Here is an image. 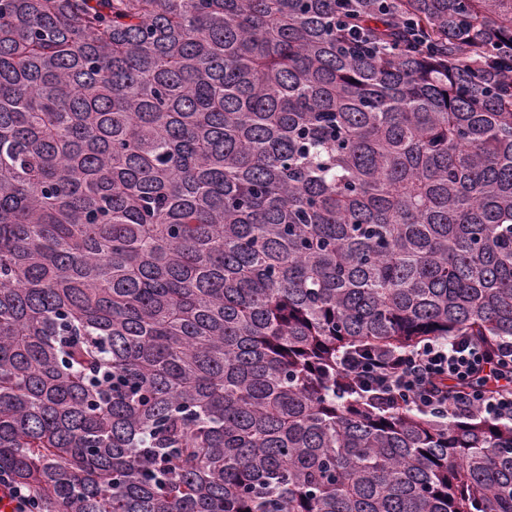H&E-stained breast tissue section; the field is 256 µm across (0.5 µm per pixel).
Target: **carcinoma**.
<instances>
[{
	"instance_id": "cac0c4a2",
	"label": "carcinoma",
	"mask_w": 512,
	"mask_h": 512,
	"mask_svg": "<svg viewBox=\"0 0 512 512\" xmlns=\"http://www.w3.org/2000/svg\"><path fill=\"white\" fill-rule=\"evenodd\" d=\"M503 44L512 0H0V474L39 512H512V422L340 370L512 339Z\"/></svg>"
}]
</instances>
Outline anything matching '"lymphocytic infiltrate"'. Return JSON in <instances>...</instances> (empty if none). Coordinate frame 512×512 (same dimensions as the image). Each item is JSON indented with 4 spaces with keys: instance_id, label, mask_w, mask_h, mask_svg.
Here are the masks:
<instances>
[{
    "instance_id": "1",
    "label": "lymphocytic infiltrate",
    "mask_w": 512,
    "mask_h": 512,
    "mask_svg": "<svg viewBox=\"0 0 512 512\" xmlns=\"http://www.w3.org/2000/svg\"><path fill=\"white\" fill-rule=\"evenodd\" d=\"M512 339L494 352L465 336L433 340L414 350L351 354L343 374L366 395L390 405L444 415L478 411L496 421H512Z\"/></svg>"
}]
</instances>
